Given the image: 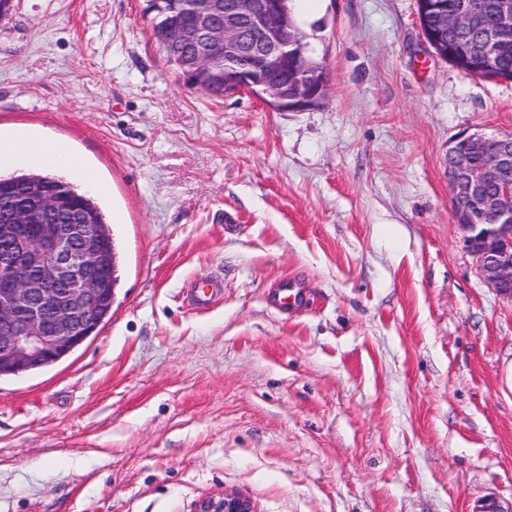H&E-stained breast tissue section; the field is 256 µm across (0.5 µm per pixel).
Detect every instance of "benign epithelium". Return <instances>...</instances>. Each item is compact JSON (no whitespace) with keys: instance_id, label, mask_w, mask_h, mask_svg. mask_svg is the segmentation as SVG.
Instances as JSON below:
<instances>
[{"instance_id":"7a95c632","label":"benign epithelium","mask_w":512,"mask_h":512,"mask_svg":"<svg viewBox=\"0 0 512 512\" xmlns=\"http://www.w3.org/2000/svg\"><path fill=\"white\" fill-rule=\"evenodd\" d=\"M185 25L174 32L153 28L162 46L193 44L196 52L176 65L193 87L209 91L222 85L224 96L246 91L278 112H304L326 99V68L299 65L302 51L293 38L294 23L285 0H184ZM425 0H417L422 33L434 53L448 58L424 24ZM480 7L462 0L443 27L462 32L482 26ZM512 44L497 42L472 61L494 70ZM512 169V134L461 136L448 148V178L456 223L476 256L485 281L499 295L512 298V185L491 195L483 187ZM32 206L14 205L0 222V375L42 368L71 354L99 325L94 312L104 303V276L111 258L104 232L78 214L61 224L54 214L61 198L35 181ZM478 198L483 211L497 218L479 224L467 207ZM197 512H253L244 497L224 495L202 501Z\"/></svg>"}]
</instances>
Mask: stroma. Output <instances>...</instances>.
Instances as JSON below:
<instances>
[{
  "label": "stroma",
  "mask_w": 512,
  "mask_h": 512,
  "mask_svg": "<svg viewBox=\"0 0 512 512\" xmlns=\"http://www.w3.org/2000/svg\"><path fill=\"white\" fill-rule=\"evenodd\" d=\"M144 0H13L0 136L56 139L109 190L112 315L0 376V512H476L512 504V299L456 223L448 147L512 133L416 0H290L324 104L190 87ZM296 277L291 315L264 292ZM215 277L206 307L183 285ZM197 512H253L251 503L244 497L224 495L202 501Z\"/></svg>",
  "instance_id": "stroma-1"
}]
</instances>
